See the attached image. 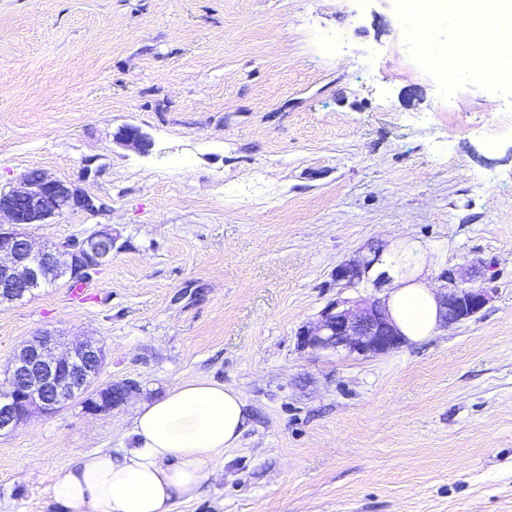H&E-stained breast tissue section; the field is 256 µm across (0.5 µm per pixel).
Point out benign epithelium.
Here are the masks:
<instances>
[{
    "mask_svg": "<svg viewBox=\"0 0 512 512\" xmlns=\"http://www.w3.org/2000/svg\"><path fill=\"white\" fill-rule=\"evenodd\" d=\"M124 146L137 150L149 147L147 136L135 125H124L114 135ZM99 210L94 199L74 183L50 179L40 171L29 173L23 184L8 192L0 191V214L10 218L9 227L0 225V303L23 300L42 285L65 280L92 279L112 259L104 244L112 234L98 231L84 238H67L40 250H33L23 227L47 224L68 212ZM379 260V253L343 262L333 276L346 287H357L366 272ZM445 282L440 293V322L444 325L468 320L480 313L491 299V279L471 286L459 281L454 269L440 274ZM298 341L314 353L344 352L348 355H383L403 346L405 339L390 322L382 299L329 303L318 318L300 328ZM61 336L42 331L24 341L0 383V435L12 433L32 414L50 415L62 406L85 396L84 406L91 414L109 412L123 405L137 386L123 380L119 393L106 385L89 391L104 363L101 347L86 341L58 354Z\"/></svg>",
    "mask_w": 512,
    "mask_h": 512,
    "instance_id": "1",
    "label": "benign epithelium"
}]
</instances>
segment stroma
<instances>
[{
	"label": "stroma",
	"instance_id": "obj_1",
	"mask_svg": "<svg viewBox=\"0 0 512 512\" xmlns=\"http://www.w3.org/2000/svg\"><path fill=\"white\" fill-rule=\"evenodd\" d=\"M409 42L400 0H0V191L38 170L99 204L36 245L114 236L86 299L0 305V365L54 330L138 385L0 435V512H74L67 458L130 447L137 403L195 379L250 427L172 512H512V91L445 87ZM402 236L490 302L386 355L301 350L328 303L380 294L336 265ZM114 139L121 145L137 150H146L149 147L147 136L135 125L122 126L114 135ZM119 393L114 395L112 393V386L106 385L99 387L92 393L88 394L84 400V406L87 412L91 414H101L111 411L123 405L133 393L138 389L130 381L123 380L118 382Z\"/></svg>",
	"mask_w": 512,
	"mask_h": 512
}]
</instances>
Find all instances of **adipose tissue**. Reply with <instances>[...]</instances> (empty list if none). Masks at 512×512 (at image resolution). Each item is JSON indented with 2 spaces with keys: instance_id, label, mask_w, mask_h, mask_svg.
<instances>
[{
  "instance_id": "obj_1",
  "label": "adipose tissue",
  "mask_w": 512,
  "mask_h": 512,
  "mask_svg": "<svg viewBox=\"0 0 512 512\" xmlns=\"http://www.w3.org/2000/svg\"><path fill=\"white\" fill-rule=\"evenodd\" d=\"M420 242H392L375 263L390 279L389 315L410 342L432 336L439 320L437 293L427 278ZM241 393L209 380L181 381L162 397L137 405L133 447L120 455L96 451L71 459L57 481L58 501L75 512H171L216 480L215 458L236 447L247 429Z\"/></svg>"
}]
</instances>
